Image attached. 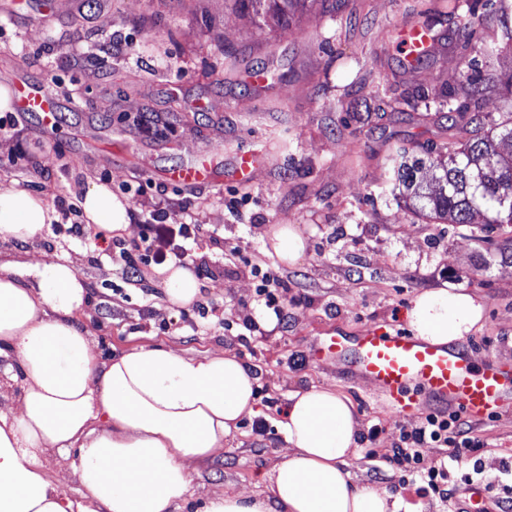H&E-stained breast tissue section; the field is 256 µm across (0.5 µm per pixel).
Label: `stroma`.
<instances>
[{"label":"stroma","mask_w":512,"mask_h":512,"mask_svg":"<svg viewBox=\"0 0 512 512\" xmlns=\"http://www.w3.org/2000/svg\"><path fill=\"white\" fill-rule=\"evenodd\" d=\"M0 0V84L37 82L62 103L58 126L44 128L33 115L12 112L0 130V185L73 202L68 185L128 187L131 238L155 204L167 212V236L198 218L219 228L200 234L190 249L206 260L196 307H169L153 266L130 281L120 264L84 239L46 233L33 244H0V262L40 261L51 253L72 261L90 285L88 313L100 351L116 354L142 343L171 344L190 355L221 349L240 358L266 393L255 417L241 423L242 441L230 442L205 470L198 498L224 489H264V477L288 446L273 421L289 392L333 385L347 395L360 422L359 457L350 466L356 483L390 486L400 475L382 456L413 419L394 420L373 383L331 359L313 357L316 343L339 332L353 337L367 327L410 335L405 319L416 294L449 286L484 304L481 328L458 345L476 361L512 362V268L496 249L498 229L427 223L414 201L392 190L388 156L410 140H441L448 129L420 111L397 108L385 117L357 110L389 89L394 77L392 35L418 14L436 19L446 47L424 62L417 82L430 111H442L444 90L468 91L459 44L484 40L512 27L504 13L480 0H312L288 28L237 10L232 0H55L52 26L36 14ZM473 15L472 29L459 16ZM216 162L231 166L239 153L262 155L251 185L218 182L185 187L165 171L198 162L214 146ZM145 194H138L139 185ZM241 199L239 213L224 205ZM271 224H295L305 233L304 256L279 262L263 247ZM247 265L233 263V256ZM272 267L287 283L288 319L257 302L250 265ZM266 426L254 433V421ZM382 433L369 442L368 432ZM478 444L445 462L447 495L418 486L401 488L421 512H460L467 483L493 482L492 512L512 501V404L473 423ZM376 458H368V451Z\"/></svg>","instance_id":"stroma-1"}]
</instances>
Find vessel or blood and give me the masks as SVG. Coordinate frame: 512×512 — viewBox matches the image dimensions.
<instances>
[{"label":"vessel or blood","instance_id":"vessel-or-blood-1","mask_svg":"<svg viewBox=\"0 0 512 512\" xmlns=\"http://www.w3.org/2000/svg\"><path fill=\"white\" fill-rule=\"evenodd\" d=\"M440 36V31L424 26L403 25L394 32V46L410 60L436 47ZM14 107L38 115L48 126L58 121V101L39 85L15 86ZM170 179L195 186L214 182L216 174L201 161L174 169ZM313 353L321 359H336L373 382L398 420L435 405L461 410L480 421L491 416L504 400H512V370L492 359L476 363L466 352L436 347L415 336L368 328L351 339L327 337Z\"/></svg>","mask_w":512,"mask_h":512}]
</instances>
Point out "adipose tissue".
<instances>
[{"label": "adipose tissue", "instance_id": "1", "mask_svg": "<svg viewBox=\"0 0 512 512\" xmlns=\"http://www.w3.org/2000/svg\"><path fill=\"white\" fill-rule=\"evenodd\" d=\"M79 205L87 227L120 237L128 207L101 184ZM58 213L46 198L0 188V242L41 239ZM166 301L188 307L200 285L186 266L156 271ZM87 286L74 264L45 255L0 266V357L19 389L0 404V512H180L203 468L253 416L257 379L234 354L192 356L139 344L103 356L86 320ZM477 298L445 288L418 294L406 311L414 335L445 346L480 328ZM287 445L253 495L212 493L202 512H409L388 489L354 483L359 421L333 387L290 392L277 421ZM57 453L68 465L51 475ZM83 486L68 494L70 476Z\"/></svg>", "mask_w": 512, "mask_h": 512}]
</instances>
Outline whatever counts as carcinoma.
Wrapping results in <instances>:
<instances>
[{"instance_id":"1","label":"carcinoma","mask_w":512,"mask_h":512,"mask_svg":"<svg viewBox=\"0 0 512 512\" xmlns=\"http://www.w3.org/2000/svg\"><path fill=\"white\" fill-rule=\"evenodd\" d=\"M242 12L275 16L281 27H288L291 10L306 0H233ZM501 44L512 46V31L501 39L467 43L463 49L474 56L465 60L469 92L462 98L445 91L448 98V138L434 141H410L397 145L389 155L395 186L421 196L422 215L429 219L451 218L455 224H472L481 217L484 226L512 225V113L501 121L490 122L484 129L482 105L488 86L484 82L478 57H490ZM425 97L419 85L405 89L398 103L412 109ZM439 152L448 157L440 175L431 177L434 189L419 194L425 173V157Z\"/></svg>"}]
</instances>
